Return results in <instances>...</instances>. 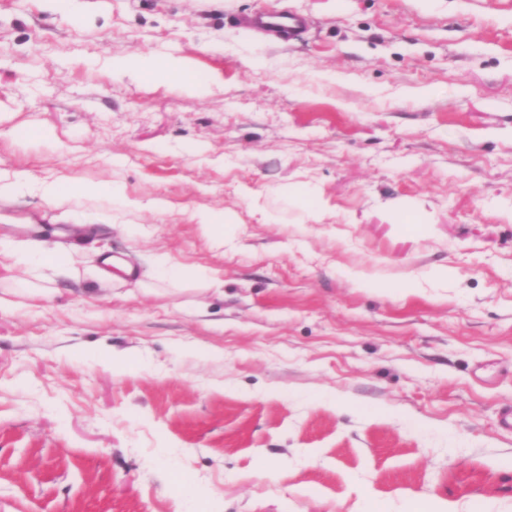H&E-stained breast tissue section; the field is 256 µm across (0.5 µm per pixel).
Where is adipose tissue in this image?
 <instances>
[{"instance_id": "ef3b65f1", "label": "adipose tissue", "mask_w": 512, "mask_h": 512, "mask_svg": "<svg viewBox=\"0 0 512 512\" xmlns=\"http://www.w3.org/2000/svg\"><path fill=\"white\" fill-rule=\"evenodd\" d=\"M111 68L118 74L134 73L186 91L202 92L207 88L206 82L195 73L190 64L180 58L159 59L148 54H133L113 60Z\"/></svg>"}]
</instances>
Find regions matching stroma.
Instances as JSON below:
<instances>
[{
	"instance_id": "35a3bbf8",
	"label": "stroma",
	"mask_w": 512,
	"mask_h": 512,
	"mask_svg": "<svg viewBox=\"0 0 512 512\" xmlns=\"http://www.w3.org/2000/svg\"><path fill=\"white\" fill-rule=\"evenodd\" d=\"M80 2L0 0V512H512V0ZM263 17L269 20L264 22ZM258 23L276 39L288 42L294 40L301 29V20L290 12L261 15ZM111 68L117 74L135 73L186 91L205 92L207 89V83L195 73L187 61L180 58L159 59L148 54H133L112 60ZM38 190L44 200L53 205H62L72 198L90 193L122 196L120 190L112 186L87 187L63 179L44 181L39 185ZM17 260L25 264L32 271L43 269H57L62 263V259L54 258L47 254L41 247L35 243H22L15 251Z\"/></svg>"
}]
</instances>
